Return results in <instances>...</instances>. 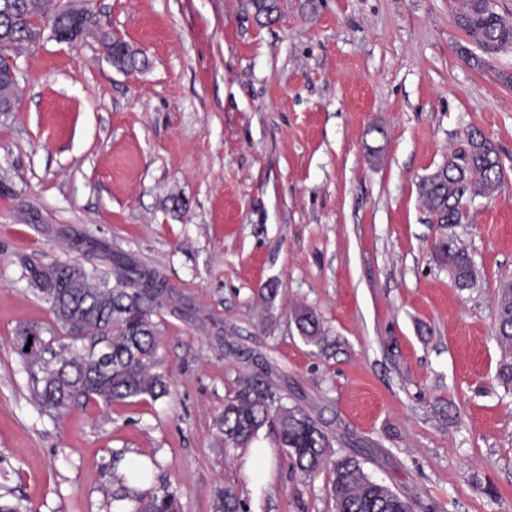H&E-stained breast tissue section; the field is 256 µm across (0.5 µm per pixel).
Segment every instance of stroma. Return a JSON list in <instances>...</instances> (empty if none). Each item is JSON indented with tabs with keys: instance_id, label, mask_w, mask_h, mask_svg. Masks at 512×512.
<instances>
[{
	"instance_id": "stroma-1",
	"label": "stroma",
	"mask_w": 512,
	"mask_h": 512,
	"mask_svg": "<svg viewBox=\"0 0 512 512\" xmlns=\"http://www.w3.org/2000/svg\"><path fill=\"white\" fill-rule=\"evenodd\" d=\"M93 7L135 66L92 37L28 44L20 106L0 113V505L115 512L117 464L148 460L180 512H213L225 486L249 512H334L330 471H294L277 421L253 441L269 482L248 487L246 449H224V401L262 362L283 404L415 512H512V395L496 378L512 52L469 63L458 0H283L272 23L253 0ZM472 132L497 145L503 186L438 223L418 184ZM442 238L471 255L472 288L436 258ZM33 255L108 280L118 255L167 280L173 303L153 317L167 396L40 409L16 349L21 325L54 322L24 275ZM302 308L321 344L301 336ZM301 335L308 341H315L324 334L320 318L310 309H303L297 315Z\"/></svg>"
}]
</instances>
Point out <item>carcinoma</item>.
Here are the masks:
<instances>
[{"label":"carcinoma","instance_id":"carcinoma-1","mask_svg":"<svg viewBox=\"0 0 512 512\" xmlns=\"http://www.w3.org/2000/svg\"><path fill=\"white\" fill-rule=\"evenodd\" d=\"M54 0H0V106L7 112L18 103L17 79L6 56L39 39L38 23L56 22ZM68 25L77 42L89 36L100 39L118 66L135 65V53L117 37L103 32L94 11L86 6L70 8ZM459 24L469 41L481 52L470 55L474 65L512 50V18L499 14L491 0H462ZM503 167L496 145L480 134L468 136V145L455 150L448 161L419 184V197L440 224H458L463 207L478 197L488 198L503 185ZM438 256L448 266L456 285L474 284L476 272L469 254L451 240L436 245ZM115 285L101 279L97 269L28 263L29 278L38 281L49 303L56 329L81 347L52 343L42 330L25 325L16 343L26 359L39 405L59 413L72 405L96 399L106 405L140 396L158 399L168 394V383L152 371L157 324L153 316L171 296L168 283L151 271L115 259ZM500 361L498 378L504 391L512 393V288L500 286L497 305ZM301 335L315 341L324 334L320 318L310 309L297 315ZM38 333L36 346L25 350L29 331ZM276 415L283 447L292 466L305 475L332 465L330 493L336 512H413V504L389 487L377 484L361 462L349 454H335L332 439L323 426L296 407L276 404L266 374L251 375L238 383L224 402L218 419L225 449L246 448L258 431ZM135 512H178V501L169 486L138 497ZM213 512H248L246 503L226 487L216 491Z\"/></svg>","mask_w":512,"mask_h":512}]
</instances>
